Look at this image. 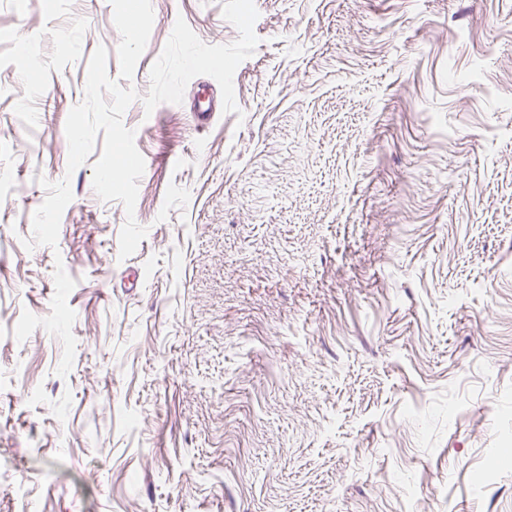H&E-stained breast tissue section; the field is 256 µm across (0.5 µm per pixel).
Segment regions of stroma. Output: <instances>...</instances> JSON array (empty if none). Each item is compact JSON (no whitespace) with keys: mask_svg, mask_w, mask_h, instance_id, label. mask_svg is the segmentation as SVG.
Returning <instances> with one entry per match:
<instances>
[{"mask_svg":"<svg viewBox=\"0 0 512 512\" xmlns=\"http://www.w3.org/2000/svg\"><path fill=\"white\" fill-rule=\"evenodd\" d=\"M152 6L123 259L65 135L110 0H0V512H512V0Z\"/></svg>","mask_w":512,"mask_h":512,"instance_id":"obj_1","label":"stroma"}]
</instances>
